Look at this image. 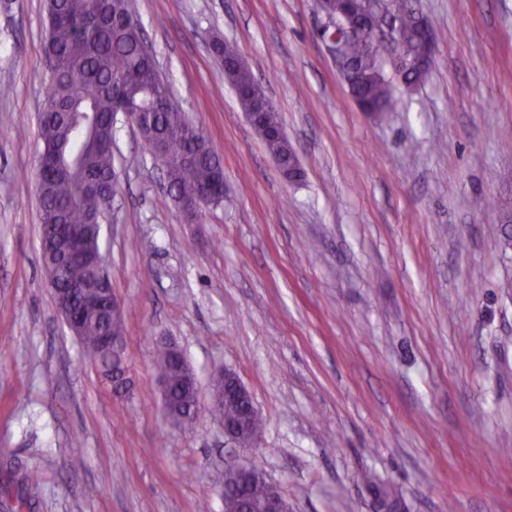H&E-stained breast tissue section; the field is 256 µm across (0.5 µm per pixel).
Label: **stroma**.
Returning <instances> with one entry per match:
<instances>
[{"label": "stroma", "instance_id": "1", "mask_svg": "<svg viewBox=\"0 0 512 512\" xmlns=\"http://www.w3.org/2000/svg\"><path fill=\"white\" fill-rule=\"evenodd\" d=\"M127 3L224 162V200L187 223L119 125L101 231L124 323L113 394L40 258L44 0H0V480L41 474L15 512H224L241 458L293 512H378L382 489L400 512H512V0H416L433 65L386 120L357 108L317 0ZM217 36L264 85L302 180L248 124ZM162 343L196 375L191 425L165 413ZM223 370L264 424L246 451L209 411Z\"/></svg>", "mask_w": 512, "mask_h": 512}]
</instances>
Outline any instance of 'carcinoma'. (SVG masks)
<instances>
[{
    "label": "carcinoma",
    "instance_id": "cac0c4a2",
    "mask_svg": "<svg viewBox=\"0 0 512 512\" xmlns=\"http://www.w3.org/2000/svg\"><path fill=\"white\" fill-rule=\"evenodd\" d=\"M330 15L341 10L369 22L394 20L400 41L395 55L384 59L382 46L361 32L346 45L351 70L358 77L357 102L361 109L378 108L383 114L395 111L396 88L418 86L422 79L413 69L422 29L432 25L417 13L414 0H325ZM48 20L45 54L54 57L49 69L39 138L41 152L53 151L72 162L57 172L48 166L37 176L40 218L43 224L79 227L97 219L108 198L119 189L114 156L109 143L115 138L119 112H147L149 120L142 139L150 156L165 151L173 158L166 171L169 195L191 198L199 190L216 184L224 176V162L208 146V140L187 112L172 104L169 85L160 77L156 61L145 52L143 30L128 10L116 15V6L106 0H45ZM213 50L224 64V74L235 88L240 107L248 112L265 90L254 79L234 44L215 39ZM281 163V173L296 180L302 177L288 137L264 141ZM82 287L86 295L112 289L82 262L61 265L58 287ZM109 328L123 336L122 321L112 322L92 310H81L80 333L94 347L100 333ZM157 364L172 394L189 405L182 373L167 350L158 353ZM277 488L267 481L249 490L247 507H262Z\"/></svg>",
    "mask_w": 512,
    "mask_h": 512
}]
</instances>
